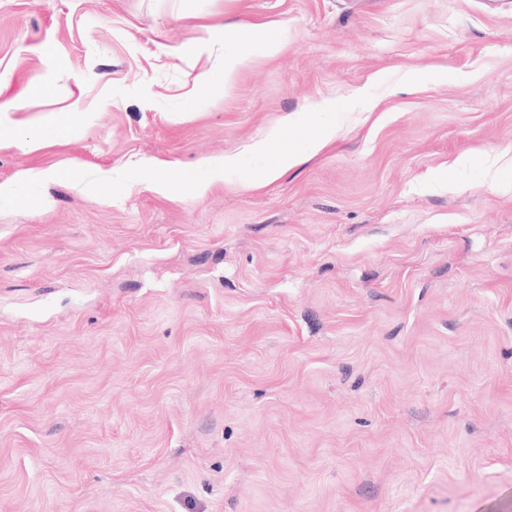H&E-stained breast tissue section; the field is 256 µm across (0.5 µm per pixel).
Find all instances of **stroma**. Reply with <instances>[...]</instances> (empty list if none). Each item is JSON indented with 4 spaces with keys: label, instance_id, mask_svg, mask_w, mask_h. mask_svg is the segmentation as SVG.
I'll list each match as a JSON object with an SVG mask.
<instances>
[{
    "label": "stroma",
    "instance_id": "1",
    "mask_svg": "<svg viewBox=\"0 0 512 512\" xmlns=\"http://www.w3.org/2000/svg\"><path fill=\"white\" fill-rule=\"evenodd\" d=\"M226 21L288 45L194 93ZM327 100L274 184L135 166ZM15 182L0 512H512V0H0Z\"/></svg>",
    "mask_w": 512,
    "mask_h": 512
}]
</instances>
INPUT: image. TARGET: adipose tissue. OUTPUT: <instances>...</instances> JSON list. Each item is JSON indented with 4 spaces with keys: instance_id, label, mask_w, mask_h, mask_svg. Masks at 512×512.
Here are the masks:
<instances>
[{
    "instance_id": "obj_1",
    "label": "adipose tissue",
    "mask_w": 512,
    "mask_h": 512,
    "mask_svg": "<svg viewBox=\"0 0 512 512\" xmlns=\"http://www.w3.org/2000/svg\"><path fill=\"white\" fill-rule=\"evenodd\" d=\"M256 30L253 24H225L224 67L219 71L208 69L201 72L198 76L199 92L215 95L223 90L235 72L252 62L255 54L272 58L283 51L288 42L287 35L281 32L268 33L258 43L254 40ZM292 129L297 132L294 147L279 150L278 142L287 137ZM338 132L336 106L325 102L289 116L287 126L273 128L267 135L253 140L246 155L227 154L188 171L182 184L192 196L199 198L222 183L225 172L239 170L244 174L245 186L268 185L301 164L306 156L335 140Z\"/></svg>"
}]
</instances>
